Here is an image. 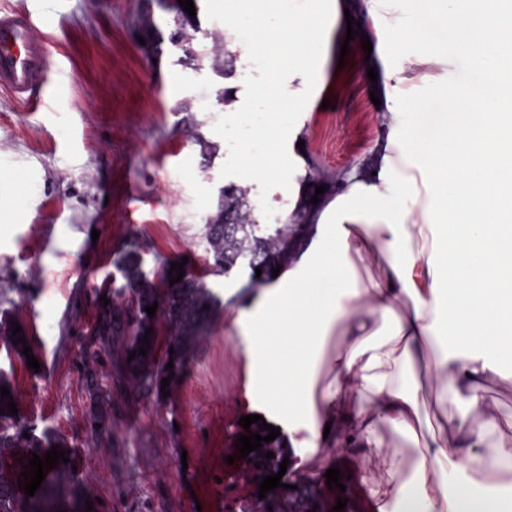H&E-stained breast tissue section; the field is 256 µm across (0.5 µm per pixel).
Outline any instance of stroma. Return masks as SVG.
I'll use <instances>...</instances> for the list:
<instances>
[{"label":"stroma","instance_id":"1","mask_svg":"<svg viewBox=\"0 0 512 512\" xmlns=\"http://www.w3.org/2000/svg\"><path fill=\"white\" fill-rule=\"evenodd\" d=\"M178 9L177 0H0V13L39 19L47 50L44 83L25 94L0 86V310L24 329L40 363L28 368L0 345V378L14 390L20 416L67 441L77 479L94 487L92 512H154L158 491L168 512H197L219 481L227 488L223 512H240L242 501L258 499L249 468L225 459L244 432L240 417L258 414L288 431L255 392L239 325L279 281L255 282L246 270L224 275L206 252L205 224L220 187L242 182L238 163L224 157V128L247 122L251 81L224 48L231 33L214 0H199L209 33L203 70L181 63L169 41ZM336 37L332 30L322 40L320 79L303 84L311 111L288 118L295 164L252 187L264 202L259 222L293 204L297 223H315L321 207L312 196L330 200L348 171L373 162L385 130L371 98L385 91L367 69L406 65L420 50L408 31L368 54L351 40L342 57ZM199 135L215 153L201 150ZM288 183L300 187L298 200L282 193ZM133 238L145 277L186 260L212 293L213 318L181 382L114 426L127 445L120 485L108 449L76 441L83 400L60 343L63 329L90 321L92 289L116 272ZM77 308L82 316H74ZM338 466L347 481L330 490L329 502L342 496L373 512L366 481L375 460L360 453Z\"/></svg>","mask_w":512,"mask_h":512}]
</instances>
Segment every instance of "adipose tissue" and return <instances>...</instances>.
Listing matches in <instances>:
<instances>
[{
  "mask_svg": "<svg viewBox=\"0 0 512 512\" xmlns=\"http://www.w3.org/2000/svg\"><path fill=\"white\" fill-rule=\"evenodd\" d=\"M324 2L285 12L280 0H224L226 26L251 23L233 44L241 61L263 60L265 121L254 136L266 150L241 147L247 183L293 162L285 115L313 106L296 81L322 71L319 40L350 5ZM396 2L358 6L377 40L410 29L423 46L409 68L383 71L381 162L339 187L303 261L245 318L254 383L288 423L290 466L314 472L315 449L336 444L380 461L387 478L368 486L377 512H512V423L492 417L485 397L489 385L512 387V105L449 90L441 75L449 45L469 43L479 72L512 76V0H420L411 18ZM420 83L446 104L430 131ZM332 332L341 341L328 356ZM389 429L415 448L410 467L387 454Z\"/></svg>",
  "mask_w": 512,
  "mask_h": 512,
  "instance_id": "adipose-tissue-1",
  "label": "adipose tissue"
}]
</instances>
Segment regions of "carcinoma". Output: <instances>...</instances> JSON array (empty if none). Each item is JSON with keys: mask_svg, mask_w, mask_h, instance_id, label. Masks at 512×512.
<instances>
[{"mask_svg": "<svg viewBox=\"0 0 512 512\" xmlns=\"http://www.w3.org/2000/svg\"><path fill=\"white\" fill-rule=\"evenodd\" d=\"M291 226L288 222L263 224L257 237L238 245H227L222 241H207L208 254L215 267L234 262L240 252L255 253L264 260L276 253L280 263L288 262V241ZM118 269L123 272L124 284L108 289L117 301L134 297L127 305L112 306L99 303L100 291H95L91 300L92 318L87 326L77 332L68 333L71 349V371L76 374L78 385L86 395V409L79 440L96 446L108 447L114 455L120 454L122 444L112 433L113 426L120 421L131 405L149 403L162 396V379L181 376L191 353L206 333L211 322L212 294L192 274L174 285L164 280L165 271H160L156 281L144 280L135 258H122ZM158 302L155 317L151 318L145 306ZM161 327L166 333V343L161 352H156V336L143 342L146 330ZM14 326L1 321L0 333L8 336L6 350L18 355L23 353V343L13 335ZM150 346L147 355L139 354L141 347ZM174 353H169V349ZM135 354L128 360L129 354ZM173 363L172 370L166 365ZM29 437H24V434ZM19 448L40 456L50 450L46 434L38 435L28 423L0 414V458H9ZM52 479L47 481L51 490L31 498L21 495L17 480L9 475H0V512H53L56 492L64 490L71 498L74 512H83V503L93 492L76 482L70 472V464L58 462L51 470Z\"/></svg>", "mask_w": 512, "mask_h": 512, "instance_id": "1", "label": "carcinoma"}]
</instances>
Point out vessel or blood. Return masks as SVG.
Returning a JSON list of instances; mask_svg holds the SVG:
<instances>
[{"mask_svg": "<svg viewBox=\"0 0 512 512\" xmlns=\"http://www.w3.org/2000/svg\"><path fill=\"white\" fill-rule=\"evenodd\" d=\"M43 41L31 17L0 16V85L28 92L44 77Z\"/></svg>", "mask_w": 512, "mask_h": 512, "instance_id": "1", "label": "vessel or blood"}]
</instances>
